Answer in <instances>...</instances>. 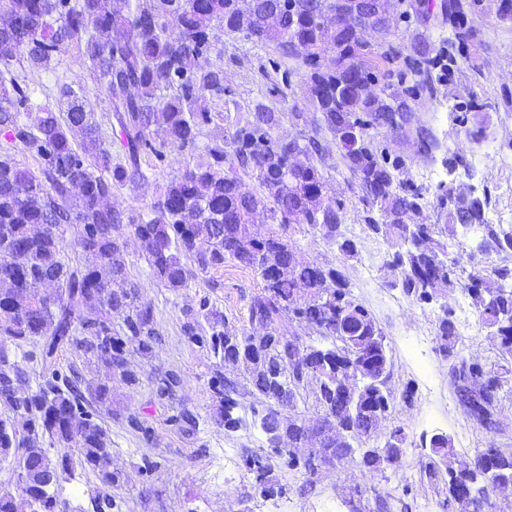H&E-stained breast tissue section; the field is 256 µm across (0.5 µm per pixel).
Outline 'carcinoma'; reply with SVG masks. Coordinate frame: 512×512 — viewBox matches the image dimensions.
I'll return each instance as SVG.
<instances>
[{"instance_id": "carcinoma-1", "label": "carcinoma", "mask_w": 512, "mask_h": 512, "mask_svg": "<svg viewBox=\"0 0 512 512\" xmlns=\"http://www.w3.org/2000/svg\"><path fill=\"white\" fill-rule=\"evenodd\" d=\"M0 0V134L11 149L22 146L38 163L33 170L0 154V458L14 459L26 471L22 487H0V512H17L16 500L30 512H69L54 489L79 467L103 484L121 487L112 465V439L104 418L113 415L112 381L142 384L143 372L130 360L134 351L152 357L161 343L154 309L129 275L121 244L125 228L141 240V256L153 277L178 291L227 263L248 268L263 291L248 303V321L259 334L229 331L226 318L204 296L182 308L181 332L215 359L209 385L217 403L215 422L227 434L238 431V396L253 398L250 410L268 447L282 434L295 448L305 432L280 413L282 388L293 385L295 408L313 407L373 446L353 444L364 467L379 474L402 458L407 436L401 425L386 427L395 396L390 376L375 373L388 357L386 336L359 302L344 273L299 257L296 227L336 245L344 260L358 255L357 242L342 230L343 206L329 197L325 168L314 162L321 133L336 139L349 178L366 203L365 230L397 246L386 268L390 286L410 302L431 306L460 287L489 335L502 364L492 369L458 347L453 311L439 304L435 322L437 352L448 361L453 392L479 388L487 405L499 406L508 365L512 364V225L484 223L487 198L456 203L453 186L427 201L425 191L401 179L406 161L379 147L374 121L380 112H398L451 80L466 49L474 45V18L491 3L502 24L512 25V0H439L425 19L455 30L439 48L414 40L411 49L425 78L399 91L388 82L392 65L403 57L379 44L365 51L353 20L316 19L318 6L332 0ZM273 43L279 52L311 67L309 102L319 117L311 131L282 139L273 136L283 115L256 103L234 133L214 137L202 161L171 179L146 214L112 203V189L136 187L146 175L144 153L156 159L163 148L193 146L206 127L223 119L213 111L224 96V67L211 58L212 29ZM76 48L104 90L120 128L125 161L104 147L95 114L83 104V91L57 86L67 103L61 118L47 105H35L21 86V70L49 69L52 60ZM381 88L389 100L373 95ZM81 133L72 145L69 133ZM256 183L242 189L240 175ZM448 211V223L430 220L429 211ZM280 215V230L252 232L255 216ZM483 227L485 265L471 267L461 280L459 261L450 257L457 227ZM74 240H67L70 227ZM74 250V256L67 250ZM119 322H114V319ZM288 319L307 326L309 341L285 336L277 325ZM41 341L42 372L30 385L29 341ZM72 350L82 368H58L63 350ZM244 371L243 380L224 377V360ZM150 404L171 411L166 424L183 435L198 434L200 418L176 403L183 378L166 373L150 379ZM148 445L157 444L153 426L137 412L123 416ZM57 448L50 456L47 445ZM430 449L422 471L446 487L443 512H475L457 488L471 486L489 495L512 482V451L479 452L458 461L443 433L423 441ZM278 467L306 477L314 487L312 457L290 452ZM248 471L265 498L286 493L269 478L270 457L254 450Z\"/></svg>"}]
</instances>
